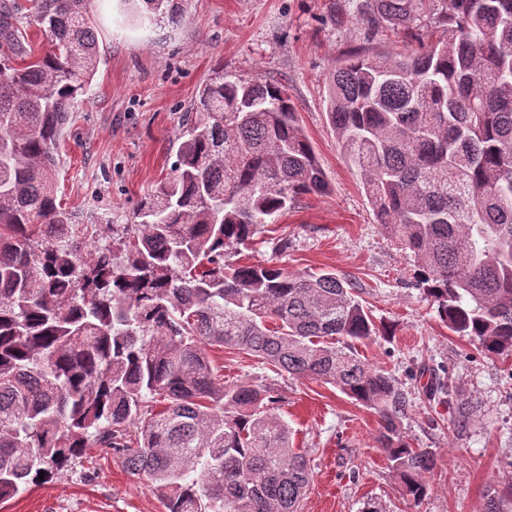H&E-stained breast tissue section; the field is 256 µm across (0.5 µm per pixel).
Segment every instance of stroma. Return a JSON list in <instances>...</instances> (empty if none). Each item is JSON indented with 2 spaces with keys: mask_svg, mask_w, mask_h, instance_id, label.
Instances as JSON below:
<instances>
[{
  "mask_svg": "<svg viewBox=\"0 0 512 512\" xmlns=\"http://www.w3.org/2000/svg\"><path fill=\"white\" fill-rule=\"evenodd\" d=\"M178 21H128L121 0H91L101 63L60 142L57 200L100 235L122 232L155 184L169 175L198 86L217 70L281 83L297 108L330 190L306 196L248 244L226 248L229 264L354 278L378 333L356 343L360 358L390 375L410 406L406 441L437 455L431 490L407 501L376 438L380 421L338 389L269 370L257 358L212 346L225 384L273 391L295 445L311 457L303 512H484L505 493L512 512V360L487 357L448 331L419 288L413 255L378 224L357 169L344 158L328 116L329 75L349 53H405L415 44L388 26L370 31L355 0H179ZM453 391L452 403L422 394V368ZM475 410L459 420L461 404ZM51 481L22 489L0 512H166L145 477L102 449Z\"/></svg>",
  "mask_w": 512,
  "mask_h": 512,
  "instance_id": "1",
  "label": "stroma"
}]
</instances>
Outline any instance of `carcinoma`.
<instances>
[{"instance_id":"carcinoma-1","label":"carcinoma","mask_w":512,"mask_h":512,"mask_svg":"<svg viewBox=\"0 0 512 512\" xmlns=\"http://www.w3.org/2000/svg\"><path fill=\"white\" fill-rule=\"evenodd\" d=\"M129 2L140 23L176 12ZM88 5L33 0L42 53L18 20L29 8L0 0V502L98 447L166 512H302L307 454L266 390L219 382L215 345L374 410L403 495L422 501L437 457L403 440L406 394L352 350L376 327L351 280L224 263L226 247L329 190L283 86L216 72L138 224L82 249L55 172L100 64ZM356 12L370 30L442 29L411 53L337 63L328 117L440 320L511 357L512 0H358Z\"/></svg>"}]
</instances>
